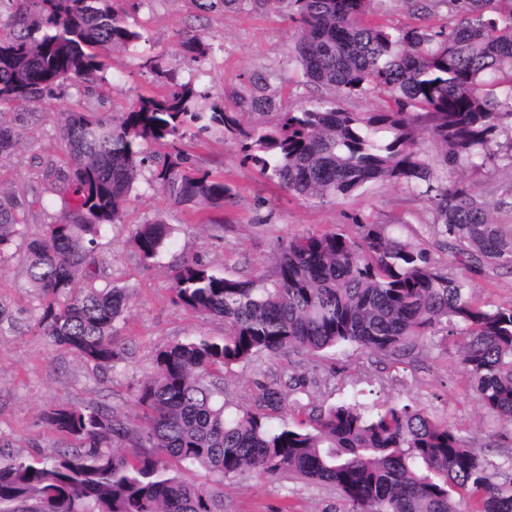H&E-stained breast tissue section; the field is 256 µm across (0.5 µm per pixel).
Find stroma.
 Returning <instances> with one entry per match:
<instances>
[{"label":"stroma","mask_w":512,"mask_h":512,"mask_svg":"<svg viewBox=\"0 0 512 512\" xmlns=\"http://www.w3.org/2000/svg\"><path fill=\"white\" fill-rule=\"evenodd\" d=\"M129 13L147 29L143 53L176 70L180 81L192 82L208 99L244 88L257 70L274 75L282 104L299 95L317 96L316 90L298 85L296 65L289 60L295 25L288 9L201 13L191 0H141ZM189 30L204 33L215 45L213 55L199 66L185 62L177 52L179 37ZM139 56L114 53L103 80L90 86L70 82L0 111V119L17 121L25 130L19 149L0 156V189L14 193L29 236L40 235L64 206L44 177L47 167L59 168L66 162L57 123L60 113L117 116L140 94L160 91L155 77L140 68ZM187 150L196 168L223 176L237 196L224 207L196 212L173 204L143 181L125 203L120 223L104 228L98 239L103 273L132 296L121 323L123 355L114 371L99 372L31 330L28 316L37 296L26 276L24 253L15 249L0 258V302L18 318L14 328L0 330V444L6 450L27 456L59 446V436L42 420L43 409L53 403L105 399L135 414L133 394L138 381L150 372L157 348L200 332L223 335L222 320L198 316L175 303L171 276L184 260L197 258L240 278L269 275L278 244L307 231L345 226L367 215L380 224L400 223V235L414 240L431 219L423 201L394 185L374 184L359 195L323 205L292 196L244 162L231 136L214 133L189 143ZM158 218L172 225L173 238L147 263L131 236L137 225ZM457 272L468 278L477 302H512V267L480 273L461 266ZM295 373L305 375L309 385L296 401L287 402V409L298 406L307 414L353 399L368 405L407 404L453 425L495 464H504L512 452V440L503 437L495 418L473 395L458 357L457 337L444 333L428 337L394 359L356 347L318 356L301 352L261 356L227 374L226 397L248 403L255 381ZM348 510L335 487L308 484L289 475L270 480L250 471L224 488V512Z\"/></svg>","instance_id":"obj_1"}]
</instances>
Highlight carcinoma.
I'll list each match as a JSON object with an SVG mask.
<instances>
[{"mask_svg":"<svg viewBox=\"0 0 512 512\" xmlns=\"http://www.w3.org/2000/svg\"><path fill=\"white\" fill-rule=\"evenodd\" d=\"M14 33L0 38V105L31 101L70 80L103 78L114 52L144 33L117 0H14ZM376 0H192L200 12L293 8L289 59L301 83L321 92L283 108L273 76L210 105L156 59L142 65L170 89L140 96L118 117L61 113L67 168L51 186L69 196L62 216L25 239L26 272L39 304L33 327L55 345L111 372L120 357L126 289L97 286L98 237L121 221L144 173L174 204L221 208L235 196L221 177L191 164L183 141L211 131L239 138L243 159L295 197L321 203L373 184L403 186L430 209L427 231L461 264H512V183L490 200L466 176L512 168V5L444 0L445 27L390 26ZM214 52L187 32L178 53L202 63ZM375 96L384 105L349 112L341 101ZM276 115L249 131L246 113ZM505 140H500V137ZM21 126L0 120V154L19 148ZM431 150H426L425 143ZM434 155H429V152ZM14 196L0 189V256L23 236ZM163 220L139 225L145 262L167 245ZM469 281L436 267L427 242L403 240L393 224L356 220L279 247L272 277L241 279L198 259L173 275L175 302L224 322L156 350L131 418L105 402L54 404L47 428L65 446L18 455L0 448V512H224V482L246 471L288 474L336 487L349 512H512V457L494 465L456 428L409 405L341 403L295 420L287 395L303 378L256 383L250 403L230 404L224 377L255 358L351 345L396 358L444 330L481 407L512 434V303L478 304ZM204 473V481L193 476Z\"/></svg>","mask_w":512,"mask_h":512,"instance_id":"carcinoma-1","label":"carcinoma"}]
</instances>
